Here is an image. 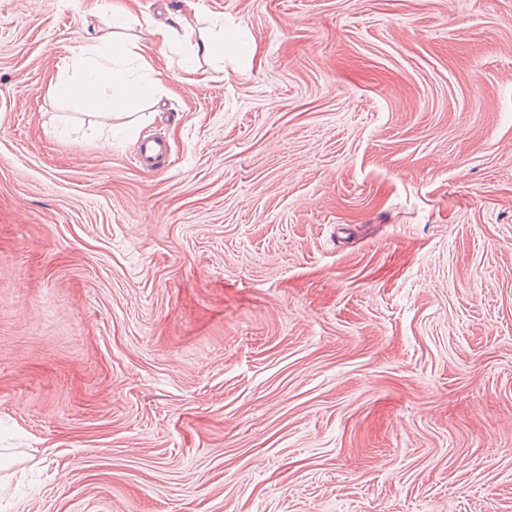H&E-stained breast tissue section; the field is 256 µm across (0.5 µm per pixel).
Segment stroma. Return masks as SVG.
<instances>
[{
  "label": "stroma",
  "instance_id": "35a3bbf8",
  "mask_svg": "<svg viewBox=\"0 0 512 512\" xmlns=\"http://www.w3.org/2000/svg\"><path fill=\"white\" fill-rule=\"evenodd\" d=\"M90 2L0 0V512H512V0H124L251 63L120 118Z\"/></svg>",
  "mask_w": 512,
  "mask_h": 512
}]
</instances>
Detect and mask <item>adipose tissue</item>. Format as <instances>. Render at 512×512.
<instances>
[{"label":"adipose tissue","mask_w":512,"mask_h":512,"mask_svg":"<svg viewBox=\"0 0 512 512\" xmlns=\"http://www.w3.org/2000/svg\"><path fill=\"white\" fill-rule=\"evenodd\" d=\"M110 30L97 42L79 47L58 66L52 88L56 94L78 103L86 109L108 108L115 113L133 111L139 101L152 96L160 86L159 80L139 85L133 83L125 69L126 63L146 60L155 48L186 47V68H194L199 58L220 60L226 44L223 32L211 37L197 36L187 20L176 19L174 25L150 29L148 38L127 34L125 14L121 7H113ZM79 68V76H70L72 68Z\"/></svg>","instance_id":"obj_1"}]
</instances>
